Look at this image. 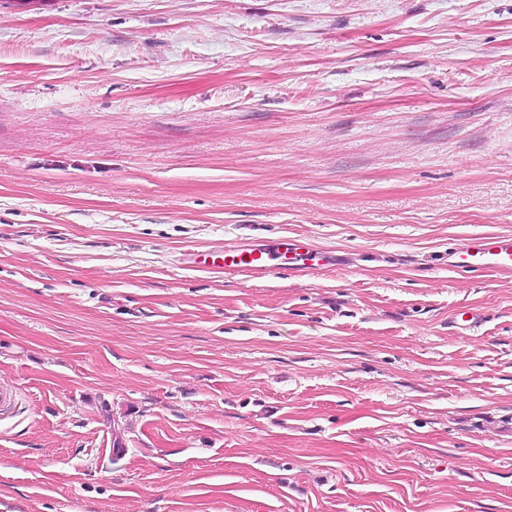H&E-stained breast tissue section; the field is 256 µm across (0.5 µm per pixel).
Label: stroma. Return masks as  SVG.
Segmentation results:
<instances>
[{"instance_id": "1", "label": "stroma", "mask_w": 512, "mask_h": 512, "mask_svg": "<svg viewBox=\"0 0 512 512\" xmlns=\"http://www.w3.org/2000/svg\"><path fill=\"white\" fill-rule=\"evenodd\" d=\"M487 233L512 0H0V512H512ZM448 268L458 272H512V235L487 234L472 238L449 254ZM304 247L298 244L297 240L284 237L275 241L256 243L241 247L224 248L219 251H201L192 254L190 262L195 268L221 269L224 272H237L255 279L264 278L274 269L280 266L277 264L279 258L286 253H294L301 264L291 265L296 271H312L317 267L336 265V258L328 255L327 252H316L319 254L314 258L309 257V251L301 252Z\"/></svg>"}]
</instances>
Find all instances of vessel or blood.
Here are the masks:
<instances>
[{
	"label": "vessel or blood",
	"mask_w": 512,
	"mask_h": 512,
	"mask_svg": "<svg viewBox=\"0 0 512 512\" xmlns=\"http://www.w3.org/2000/svg\"><path fill=\"white\" fill-rule=\"evenodd\" d=\"M286 253L295 254L298 271H312L334 264V256L322 252L309 256L302 251L297 240L284 237L274 241L256 243L219 251L194 253L193 267L201 269H221L247 275L255 279L264 278L273 271L279 258ZM448 267L458 272H512V235L487 234L472 238L464 246L449 255Z\"/></svg>",
	"instance_id": "b4317fda"
}]
</instances>
